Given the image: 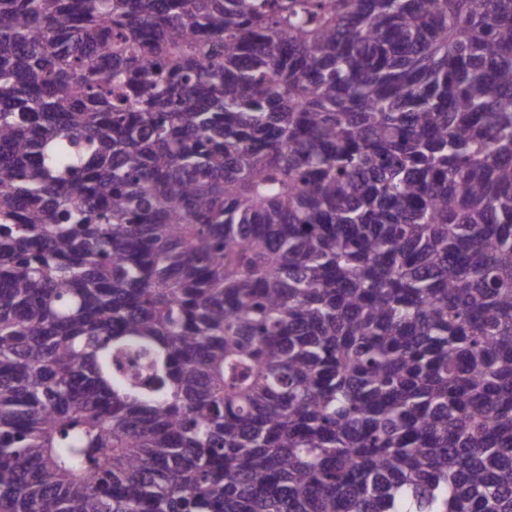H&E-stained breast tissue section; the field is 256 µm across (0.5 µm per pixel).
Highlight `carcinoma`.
Wrapping results in <instances>:
<instances>
[{
    "label": "carcinoma",
    "instance_id": "cac0c4a2",
    "mask_svg": "<svg viewBox=\"0 0 512 512\" xmlns=\"http://www.w3.org/2000/svg\"><path fill=\"white\" fill-rule=\"evenodd\" d=\"M0 512H512V0H0Z\"/></svg>",
    "mask_w": 512,
    "mask_h": 512
}]
</instances>
